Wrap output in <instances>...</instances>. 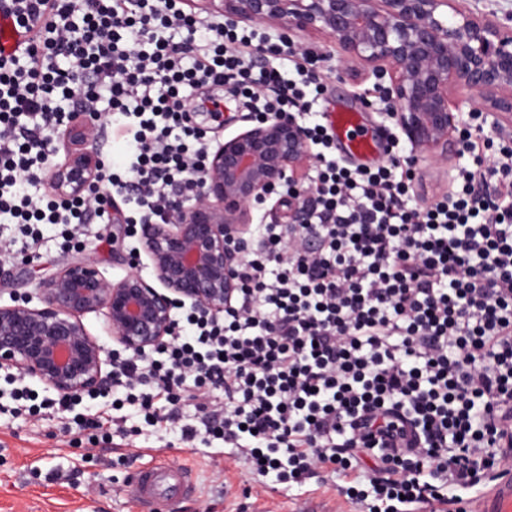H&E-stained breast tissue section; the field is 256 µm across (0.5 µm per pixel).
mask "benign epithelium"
<instances>
[{
  "mask_svg": "<svg viewBox=\"0 0 512 512\" xmlns=\"http://www.w3.org/2000/svg\"><path fill=\"white\" fill-rule=\"evenodd\" d=\"M190 15L222 13L233 24L264 25L278 39L319 30L346 60L362 63L388 103L386 116L414 156L443 157L448 138L474 120L512 136V17L481 11L472 0H183ZM248 126L208 152L193 194L173 201L157 221L143 220L141 255L151 277L134 268L109 280L89 259L39 278L40 307L0 305V366L15 368L65 398L112 388V354L83 318L102 311L112 339L134 352L173 334V308L213 317L240 288L238 267L252 206L276 199L288 223L305 224L313 195L278 196L279 187L310 162L300 114L238 117ZM102 114L73 112L42 181L63 200L110 197L94 148Z\"/></svg>",
  "mask_w": 512,
  "mask_h": 512,
  "instance_id": "benign-epithelium-1",
  "label": "benign epithelium"
}]
</instances>
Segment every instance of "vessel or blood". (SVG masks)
Returning a JSON list of instances; mask_svg holds the SVG:
<instances>
[{
    "label": "vessel or blood",
    "instance_id": "1",
    "mask_svg": "<svg viewBox=\"0 0 512 512\" xmlns=\"http://www.w3.org/2000/svg\"><path fill=\"white\" fill-rule=\"evenodd\" d=\"M330 126L344 154L368 158L381 150L380 144L368 134L359 133L356 113H333ZM193 490L190 470L166 462H155L137 469L127 485L128 494L142 512H174L175 501Z\"/></svg>",
    "mask_w": 512,
    "mask_h": 512
}]
</instances>
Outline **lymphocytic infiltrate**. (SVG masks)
<instances>
[{
    "label": "lymphocytic infiltrate",
    "instance_id": "f902f5d3",
    "mask_svg": "<svg viewBox=\"0 0 512 512\" xmlns=\"http://www.w3.org/2000/svg\"><path fill=\"white\" fill-rule=\"evenodd\" d=\"M0 11L19 34L0 53V213L22 224H82L91 209L21 194L53 161V92L74 112L109 102L127 153L123 173L104 177L155 217L207 161L199 113L219 119L232 101L308 112L322 88L314 71L279 69L287 43L268 49L177 0H0ZM198 85L220 93L183 96ZM305 132L315 223L263 225L223 317L189 312L155 353L114 354L112 390L157 425L194 409L186 442L221 440L277 482L342 476L359 512H480V490L512 480V148L465 132L458 190L411 208V156L353 169L326 126ZM310 234L317 249H298Z\"/></svg>",
    "mask_w": 512,
    "mask_h": 512
}]
</instances>
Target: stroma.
I'll list each match as a JSON object with an SVG mask.
<instances>
[{
	"label": "stroma",
	"mask_w": 512,
	"mask_h": 512,
	"mask_svg": "<svg viewBox=\"0 0 512 512\" xmlns=\"http://www.w3.org/2000/svg\"><path fill=\"white\" fill-rule=\"evenodd\" d=\"M301 42L318 46L321 56L308 60L297 54L298 65L314 62L325 86L305 122H325L328 112L342 109L359 113L367 131L379 141L395 136L385 119L375 79L366 78L356 62H341V54L327 36L301 35ZM468 158L460 156L456 140L448 142V158L419 161L418 178L409 203L421 206L451 191L453 177ZM24 225L11 216L0 217V248L12 251L13 259L0 263V304L13 295L38 298L40 277L54 273L64 263L89 258L109 278L118 279L127 268L123 256L132 253L138 239L129 225L116 224L111 213L93 218L88 230L65 243L61 226L44 224L35 248H28ZM113 394L83 396L75 401L76 418L97 412H118L125 419L127 436L115 448H105L89 432L62 431L57 420L45 413L21 409L0 414V512H138L127 494L133 471L151 461L159 451L176 465L192 472L195 492L180 500L176 512H357L358 507L336 491V477L310 479L291 487L251 474L244 461L233 460L221 441L187 447L175 426L146 423L136 408L113 403Z\"/></svg>",
	"instance_id": "obj_1"
}]
</instances>
